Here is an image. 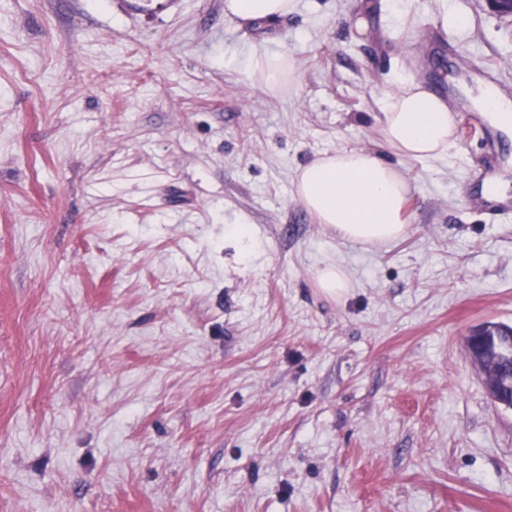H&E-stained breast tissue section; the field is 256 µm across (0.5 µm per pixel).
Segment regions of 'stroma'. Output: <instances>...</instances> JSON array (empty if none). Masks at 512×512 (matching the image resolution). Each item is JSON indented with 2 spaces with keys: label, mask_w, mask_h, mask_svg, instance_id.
<instances>
[{
  "label": "stroma",
  "mask_w": 512,
  "mask_h": 512,
  "mask_svg": "<svg viewBox=\"0 0 512 512\" xmlns=\"http://www.w3.org/2000/svg\"><path fill=\"white\" fill-rule=\"evenodd\" d=\"M275 53L293 83L250 76ZM461 58L512 85V20L0 0V512H512V410L463 344L512 324V214L474 207L463 118L436 157L381 133L400 84L461 83ZM344 150L403 172V240L339 239L295 199ZM319 288L329 295H340L348 288V280L338 265H329L320 270L317 275Z\"/></svg>",
  "instance_id": "obj_1"
}]
</instances>
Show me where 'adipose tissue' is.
Returning a JSON list of instances; mask_svg holds the SVG:
<instances>
[{
  "label": "adipose tissue",
  "instance_id": "adipose-tissue-1",
  "mask_svg": "<svg viewBox=\"0 0 512 512\" xmlns=\"http://www.w3.org/2000/svg\"><path fill=\"white\" fill-rule=\"evenodd\" d=\"M294 8L295 0H224L225 13L251 21H272ZM382 132L400 157H434L453 141V117L443 99L416 82H405L385 102ZM293 185L302 206L343 239L387 245L407 233L406 178L374 152L319 156L298 170Z\"/></svg>",
  "mask_w": 512,
  "mask_h": 512
}]
</instances>
